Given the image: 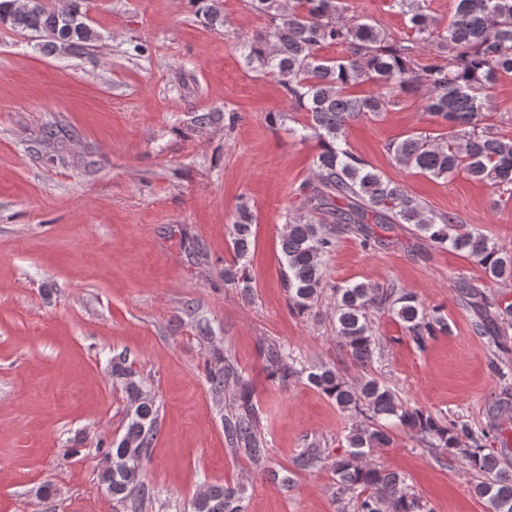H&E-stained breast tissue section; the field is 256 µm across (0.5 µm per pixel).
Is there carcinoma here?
Wrapping results in <instances>:
<instances>
[{
	"label": "carcinoma",
	"instance_id": "obj_1",
	"mask_svg": "<svg viewBox=\"0 0 512 512\" xmlns=\"http://www.w3.org/2000/svg\"><path fill=\"white\" fill-rule=\"evenodd\" d=\"M16 0H0V28L26 32L40 40L50 54H90L100 38L87 23L85 0H33L20 9ZM195 16L212 30L225 29L224 0H189ZM265 17L263 30L240 41L247 67L278 79L289 100L306 112V121L294 129L302 140L317 142L313 157L315 181L299 188L301 207L323 214L317 224L305 216L287 218L281 238L282 279L288 306L298 313L313 308L325 289L323 260L336 246V235L352 234L363 246L382 243L372 225L408 224L414 234L435 247L473 258L491 283L512 280V253L504 251L482 230L460 224L447 213H435L408 194L398 182L376 172L346 147L349 125L370 113L379 116L397 107L403 98L418 96L423 109L441 120L443 134L415 132L388 144L396 164L436 179L447 180L463 171L476 181L499 189L512 187V138L497 135L486 123L488 91L500 76H512V0H453L447 25L429 13L426 0H391V7L408 17L414 36L393 41L375 24L346 17L345 0H250ZM340 45L343 55L324 58L319 51ZM372 84L376 91L355 94L352 88ZM254 215L241 204L231 221L233 263L224 269V281L247 293L251 288L248 254ZM460 300L474 312L472 331L506 348L499 321L512 320V303L497 302L485 289L467 279L457 282ZM336 335L352 360L365 368L379 341L370 311L396 317L412 342L424 349L448 322L437 310L423 307L403 289L358 282L332 289ZM268 375L281 385L305 380L353 424L345 437L346 449L332 462L340 497L350 496L356 512H432L407 492L400 473L365 462L375 448L392 443L391 428L401 427L421 437L432 448L457 454L477 474L475 493L486 500L489 512H512V470L505 457L512 442L498 436L500 451L487 448L490 432L476 431L441 413L404 401L385 382L365 374L349 384L336 369L304 367L285 344L270 343L264 350ZM112 379L126 395L125 433L100 446L106 465L100 483L112 498L144 500L151 495L143 480L141 461L152 446L158 408L151 389L127 365V355L109 360ZM214 390L229 383L240 392L238 411L224 417V435L256 465L267 461V441L258 431L250 402V380L231 365L207 368ZM488 411L496 417L512 415V384H503L491 396ZM325 463L318 448H306L296 458L303 470ZM192 512H246L242 490L212 485L191 503Z\"/></svg>",
	"mask_w": 512,
	"mask_h": 512
}]
</instances>
